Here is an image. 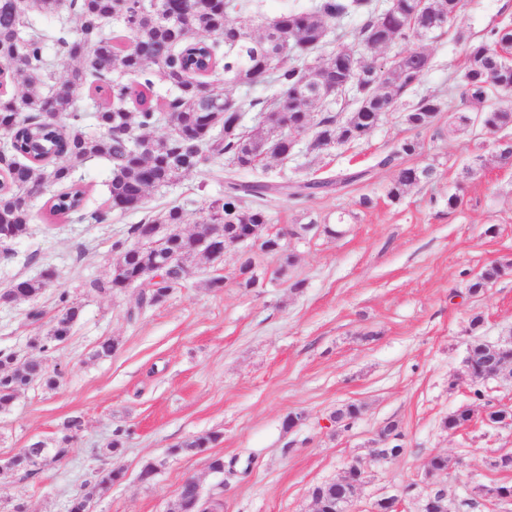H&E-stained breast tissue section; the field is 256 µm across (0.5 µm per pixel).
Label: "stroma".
Returning a JSON list of instances; mask_svg holds the SVG:
<instances>
[{
  "mask_svg": "<svg viewBox=\"0 0 512 512\" xmlns=\"http://www.w3.org/2000/svg\"><path fill=\"white\" fill-rule=\"evenodd\" d=\"M457 22L425 44L430 63L419 84L361 141L328 150L301 142L288 160L267 159L269 177L287 185L340 172L362 180L297 202L282 193L267 202L269 227L287 232L294 256L287 276L278 258L258 255L261 284L239 287L234 269L243 251L230 243L216 263L198 259L183 286L141 310L140 291L85 295L91 278H108L116 241L130 225L192 198L224 193L222 171L193 172L151 190L138 210L115 211L94 224L62 221L46 213L47 194L32 200L28 234L0 248V290L47 267L56 276L36 301L0 306V350L28 354L30 337L44 335L57 312L56 296L82 299L84 312L67 340L44 357L58 384H34L0 411V460L21 449L56 447L63 423L81 417L82 429L68 454L24 476L0 470V512L24 502L27 512H65L69 499L99 470L121 478L101 490L90 512H169L182 483L196 479L204 494L220 495L224 512H313V489L340 480L352 463L366 478L352 512H373L376 501L396 497L399 512H420L428 495L443 491L453 512H512V500L484 496L483 488L512 484V471L492 467L512 452V428L488 422L489 412L512 406V379L476 385L464 360L473 340L512 337V274L477 296L469 280L495 260H512V163L480 128L457 134L448 119L463 110L457 88L465 51L455 40L462 29L480 42L492 25L512 16V0H465ZM425 97L443 110L435 123L415 129L406 113ZM419 142L418 154L387 166L379 160L402 140ZM481 168L468 174L472 159ZM433 165L432 181L410 189L398 203L387 190L400 168ZM111 165L87 162L75 178L86 191L85 209L101 208ZM462 199L448 206L449 195ZM372 200L362 207V196ZM311 225L299 236L300 225ZM336 235L325 233V226ZM224 285L209 287L212 277ZM40 321L28 316L31 307ZM482 316L471 329L473 316ZM114 339L112 357L94 356L97 343ZM483 399H475V387ZM357 404L349 427L333 422L337 410ZM469 409L470 422L444 429L448 414ZM302 414L295 427L283 422ZM396 421L403 453L378 459L380 432ZM217 434L200 451L180 445ZM121 448L107 451L113 438ZM436 454L446 472L427 475ZM224 460L223 473L210 460ZM157 467L150 481L140 473Z\"/></svg>",
  "mask_w": 512,
  "mask_h": 512,
  "instance_id": "obj_1",
  "label": "stroma"
}]
</instances>
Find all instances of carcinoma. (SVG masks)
<instances>
[{"instance_id": "obj_1", "label": "carcinoma", "mask_w": 512, "mask_h": 512, "mask_svg": "<svg viewBox=\"0 0 512 512\" xmlns=\"http://www.w3.org/2000/svg\"><path fill=\"white\" fill-rule=\"evenodd\" d=\"M416 5L417 0H397L394 11L379 13L374 0H315L307 12L280 15L258 37H240L226 27L236 0H159L156 7L152 0H0V77L15 88L11 96L0 97V127L9 142L0 159L7 175V182L0 187V246L28 234L33 219L30 192L34 188H58L48 200L49 215L54 218L82 210L85 191L74 180V172L94 159L111 163L109 209L127 211L140 207L150 189L166 186L173 178L223 158L229 166L224 174V196L205 203L202 223L223 225V238L217 240L220 245L236 240L244 224H267L263 201L282 186L264 175L250 181L236 177L240 170L256 168L254 161L264 151V135L277 131L288 137L312 129L316 136L328 133L337 137L339 144L360 141L383 114L394 111L399 99L423 75L413 48L395 55L390 66L379 71L362 56L345 55L337 62L306 65L321 46L329 24L348 16L364 17L355 37L366 52L374 54L369 37L375 29L391 41L412 43L427 41L442 30L439 25L426 31L417 29L412 24ZM33 11L59 18V27H36L28 20ZM52 44L58 47L57 60L65 69L62 76L55 75L56 63L48 56ZM510 44L511 21L491 27L479 44L467 48L460 78L462 97L470 112L481 115L478 125L493 134L512 128V106L504 103V97L512 93V64L497 54V48ZM210 61L217 62L230 79L268 78L277 86L275 95L263 106L261 130L234 125L242 112L256 103L235 100L197 75ZM343 74L370 87V96H354L355 108L342 120L329 110L315 117L324 87L336 83ZM159 82L174 95L168 103L155 106L153 94ZM85 89L100 100L92 115L99 128L94 135L82 130L85 115L77 106ZM440 111V102L423 98L406 114V122L414 128L426 127ZM46 113L52 114L54 123L43 119ZM162 124L169 129L167 135L154 138L146 133ZM419 149V142L405 139L381 164L413 155ZM433 174L430 165L402 168L387 197L397 203L411 187L430 180ZM365 175L359 171L298 181L288 187V195L300 202ZM149 223L161 226L159 234L169 237L167 249L172 261L159 269L156 263L160 258L151 248H132V226L129 240L112 246L125 269L112 268L107 280L85 281L86 295L122 291L129 287L131 276L140 274L147 280L137 303L140 310L163 302L184 284L190 267L201 257L179 231L185 223L184 205L169 207ZM258 250L278 257L280 274L287 273L292 254L277 236L264 235ZM255 259L254 254L245 257L236 270L242 288L256 286ZM511 271L512 260L491 263L473 277L469 293L479 294ZM52 278L53 272L48 270L17 281L0 291V304L33 300ZM56 304L58 311L46 335L29 340V347L40 354L64 342L83 314L81 301L67 291L57 294ZM466 362L475 379L490 377L498 362L507 364L512 372V350L501 355L475 340L469 344ZM37 382L52 387L57 376L49 374L37 357L0 351L1 411ZM470 420L469 410H457L445 419L444 428L456 430ZM81 427V418L67 420L58 447L40 455L23 449L9 459L11 468L27 476L35 474L47 457L60 458L67 453ZM384 434L392 447L381 449L379 456L385 459L401 454L399 424L388 423ZM117 478L112 472L99 473L95 483L85 485L70 500L71 512H86L98 490ZM313 493L331 504L345 489L330 482L315 487Z\"/></svg>"}]
</instances>
